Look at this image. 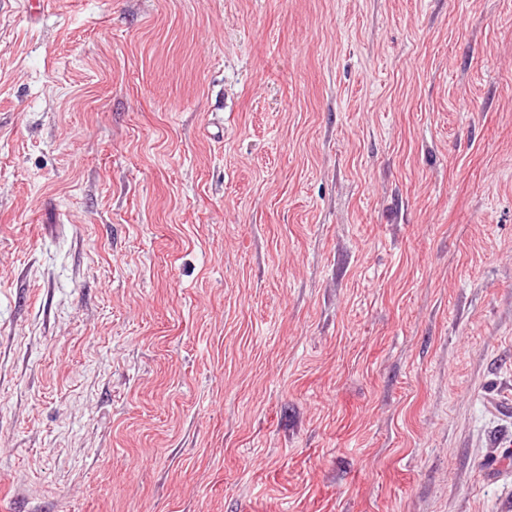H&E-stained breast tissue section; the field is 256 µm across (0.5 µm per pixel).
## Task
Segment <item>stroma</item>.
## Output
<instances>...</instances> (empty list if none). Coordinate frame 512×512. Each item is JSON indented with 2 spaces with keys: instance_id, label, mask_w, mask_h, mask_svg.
<instances>
[{
  "instance_id": "35a3bbf8",
  "label": "stroma",
  "mask_w": 512,
  "mask_h": 512,
  "mask_svg": "<svg viewBox=\"0 0 512 512\" xmlns=\"http://www.w3.org/2000/svg\"><path fill=\"white\" fill-rule=\"evenodd\" d=\"M512 0L0 11V512H512Z\"/></svg>"
}]
</instances>
